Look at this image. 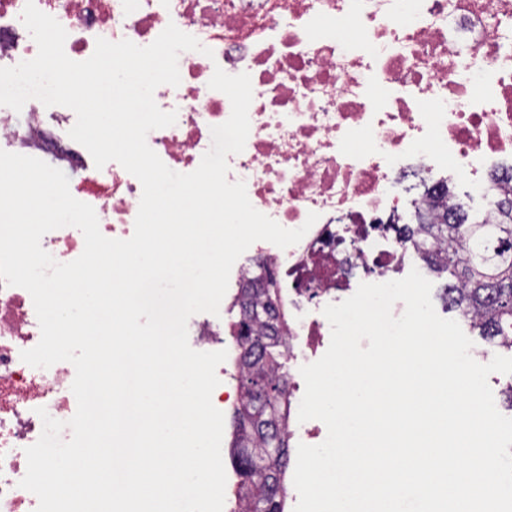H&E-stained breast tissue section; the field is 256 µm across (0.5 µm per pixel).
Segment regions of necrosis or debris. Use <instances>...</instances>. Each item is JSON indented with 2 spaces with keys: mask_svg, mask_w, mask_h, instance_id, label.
I'll return each instance as SVG.
<instances>
[{
  "mask_svg": "<svg viewBox=\"0 0 512 512\" xmlns=\"http://www.w3.org/2000/svg\"><path fill=\"white\" fill-rule=\"evenodd\" d=\"M26 0H0V67L33 59L38 48L21 21ZM67 32L64 49L88 59L97 39L151 44L175 24L202 44L178 58L181 82L154 92L177 114L148 145L172 170L194 171L212 126L231 114L210 89L215 69L248 73L253 99L241 153L227 179L246 184L255 209L305 236L282 249L253 243V260L233 270L256 279L274 269L290 357L311 363L326 352L322 313L351 295L357 273L373 282L421 268L399 220L402 173L429 187L470 179L485 190L494 168L512 167V0H35ZM480 94H473V87ZM23 116L0 112V146L69 173L71 194L91 205L101 233H134L142 186L119 163L96 168L69 136L73 110L28 100ZM318 213L306 226L309 213ZM40 340L29 292L0 283V512H36L20 487L26 447L43 430L39 409L73 417L74 366L23 362Z\"/></svg>",
  "mask_w": 512,
  "mask_h": 512,
  "instance_id": "necrosis-or-debris-1",
  "label": "necrosis or debris"
}]
</instances>
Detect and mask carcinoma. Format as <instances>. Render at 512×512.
<instances>
[{
    "label": "carcinoma",
    "mask_w": 512,
    "mask_h": 512,
    "mask_svg": "<svg viewBox=\"0 0 512 512\" xmlns=\"http://www.w3.org/2000/svg\"><path fill=\"white\" fill-rule=\"evenodd\" d=\"M495 217L468 222L461 206L435 211L405 224L403 237L423 254L426 272L449 280L443 289L447 307L456 311L483 340L512 352V169L496 177ZM233 336L238 350L236 380L243 398L234 408L231 454L239 477L237 492L248 512H283L289 435L280 427L288 380V330L278 311L275 275L242 284Z\"/></svg>",
    "instance_id": "obj_1"
}]
</instances>
